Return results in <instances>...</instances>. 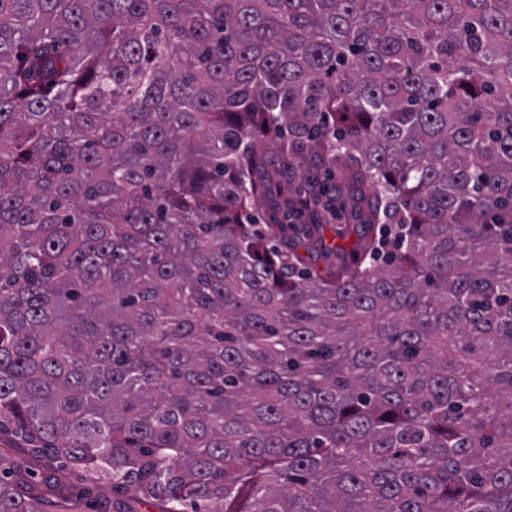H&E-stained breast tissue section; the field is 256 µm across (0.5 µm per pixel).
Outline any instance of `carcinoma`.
Wrapping results in <instances>:
<instances>
[{
    "label": "carcinoma",
    "mask_w": 512,
    "mask_h": 512,
    "mask_svg": "<svg viewBox=\"0 0 512 512\" xmlns=\"http://www.w3.org/2000/svg\"><path fill=\"white\" fill-rule=\"evenodd\" d=\"M283 126L363 223L268 246ZM56 462L512 512V0H0V512H70ZM287 211L281 200L274 197L259 201L256 214L258 222L265 227V224H290L287 219Z\"/></svg>",
    "instance_id": "carcinoma-1"
}]
</instances>
